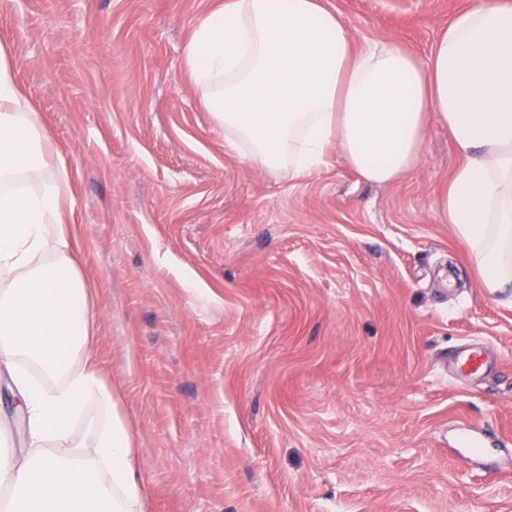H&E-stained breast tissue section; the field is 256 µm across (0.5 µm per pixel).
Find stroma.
<instances>
[{
    "mask_svg": "<svg viewBox=\"0 0 512 512\" xmlns=\"http://www.w3.org/2000/svg\"><path fill=\"white\" fill-rule=\"evenodd\" d=\"M223 0H0V43L66 167L94 353L148 512H512V298L436 201L462 160L430 120L401 179L336 151L297 178L240 156L186 67ZM472 0H327L357 43L427 57ZM486 371L454 372L463 346ZM27 421L0 376V441Z\"/></svg>",
    "mask_w": 512,
    "mask_h": 512,
    "instance_id": "35a3bbf8",
    "label": "stroma"
}]
</instances>
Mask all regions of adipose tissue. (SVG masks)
Segmentation results:
<instances>
[{
	"instance_id": "ef3b65f1",
	"label": "adipose tissue",
	"mask_w": 512,
	"mask_h": 512,
	"mask_svg": "<svg viewBox=\"0 0 512 512\" xmlns=\"http://www.w3.org/2000/svg\"><path fill=\"white\" fill-rule=\"evenodd\" d=\"M185 63L202 101L271 174L298 177L335 145L366 182L419 161L430 117L462 164L437 199L470 247L481 288L512 290V0H473L420 60L378 37L356 45L323 0H224ZM0 44V371L14 379L28 450L0 448L9 512H144L133 436L92 350L90 291L76 260L64 167ZM108 406L92 445L71 442L89 397Z\"/></svg>"
}]
</instances>
